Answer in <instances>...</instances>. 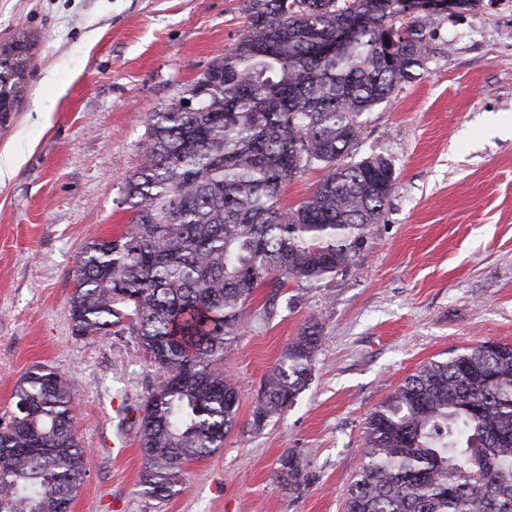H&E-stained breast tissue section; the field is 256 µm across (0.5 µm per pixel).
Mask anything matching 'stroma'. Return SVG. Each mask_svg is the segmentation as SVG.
I'll list each match as a JSON object with an SVG mask.
<instances>
[{
	"label": "stroma",
	"instance_id": "1",
	"mask_svg": "<svg viewBox=\"0 0 512 512\" xmlns=\"http://www.w3.org/2000/svg\"><path fill=\"white\" fill-rule=\"evenodd\" d=\"M243 0H0V42L33 43L27 87L0 124V415L17 379L47 364L75 376L84 476L70 512H344L366 421L421 365L453 348L512 343V0L438 16L436 51L392 103L363 118L357 154L391 160L385 221L347 271L319 287L260 289L224 359L239 393L224 446L188 463L178 491L145 493L133 422L157 382L134 337L74 336L69 298L83 247L123 233L126 178L147 114L167 106L241 36ZM314 377L263 430L261 384L310 319ZM300 452L306 482L280 483ZM278 465L277 475L285 486H299L304 480L303 458L295 450H289L281 455Z\"/></svg>",
	"mask_w": 512,
	"mask_h": 512
}]
</instances>
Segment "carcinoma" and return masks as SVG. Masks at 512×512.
Segmentation results:
<instances>
[{
  "mask_svg": "<svg viewBox=\"0 0 512 512\" xmlns=\"http://www.w3.org/2000/svg\"><path fill=\"white\" fill-rule=\"evenodd\" d=\"M242 36L162 111L149 113L141 162L124 185L127 232L81 252L72 334L137 340L159 375L135 420L158 498L184 466L224 446L238 392L224 371L255 292L316 288L346 271L395 193L383 156L353 159L362 117L391 102L432 53L435 15L402 0H243ZM321 43L335 46L326 56ZM324 171L296 207L288 183ZM316 320L266 376L252 414L260 431L313 378ZM76 381L32 366L0 419V512H65L84 467L71 425ZM288 487L301 454L279 458ZM345 512H512V345L486 341L423 364L367 418L364 456Z\"/></svg>",
  "mask_w": 512,
  "mask_h": 512,
  "instance_id": "carcinoma-1",
  "label": "carcinoma"
}]
</instances>
